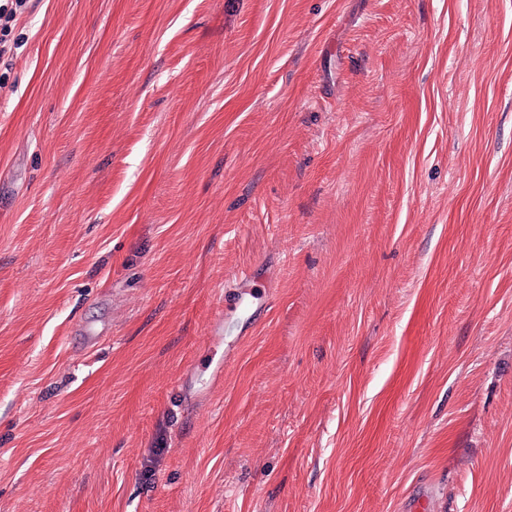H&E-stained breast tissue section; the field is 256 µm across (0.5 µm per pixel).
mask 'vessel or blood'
I'll list each match as a JSON object with an SVG mask.
<instances>
[{
	"label": "vessel or blood",
	"instance_id": "obj_1",
	"mask_svg": "<svg viewBox=\"0 0 512 512\" xmlns=\"http://www.w3.org/2000/svg\"><path fill=\"white\" fill-rule=\"evenodd\" d=\"M273 289L270 279L257 278L250 268L240 269L224 282V297L215 307L206 326V345L210 362L209 378L199 382L201 367L196 360L186 361L180 368L176 390L185 410L193 411L208 401L212 390L224 378V369L235 356L239 340L251 336L258 323L265 319L271 309ZM239 315L236 340L225 341L224 325L228 312Z\"/></svg>",
	"mask_w": 512,
	"mask_h": 512
}]
</instances>
